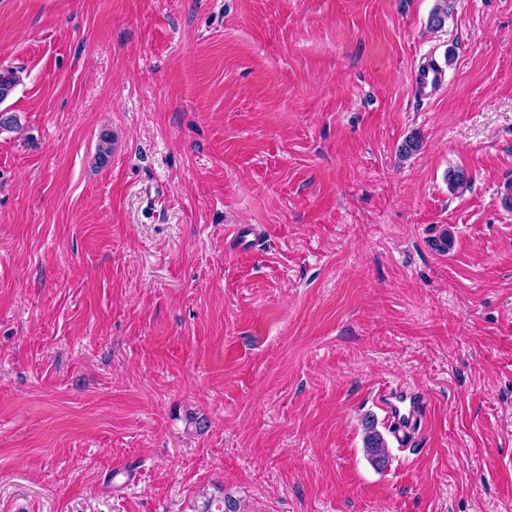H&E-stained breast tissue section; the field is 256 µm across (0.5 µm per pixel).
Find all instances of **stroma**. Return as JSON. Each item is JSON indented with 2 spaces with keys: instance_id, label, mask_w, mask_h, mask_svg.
<instances>
[{
  "instance_id": "obj_1",
  "label": "stroma",
  "mask_w": 512,
  "mask_h": 512,
  "mask_svg": "<svg viewBox=\"0 0 512 512\" xmlns=\"http://www.w3.org/2000/svg\"><path fill=\"white\" fill-rule=\"evenodd\" d=\"M436 4L0 0V512H512V0ZM443 74L432 66L417 70L412 76V86L421 96L431 97L442 85ZM377 401L395 424L394 433L401 441L412 442L408 429L412 421L426 408L418 393L405 387H387L376 394ZM365 430L364 447L368 459L375 466H385L389 459V452L384 438L371 421L365 423ZM200 499L201 505L198 506L196 512H241L240 502L225 495L223 498L217 499L212 494L202 492Z\"/></svg>"
}]
</instances>
